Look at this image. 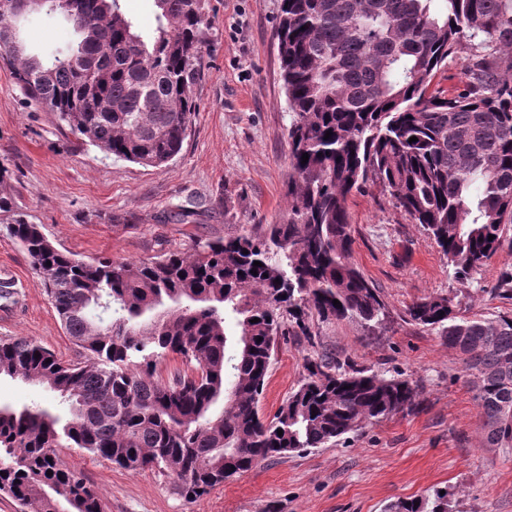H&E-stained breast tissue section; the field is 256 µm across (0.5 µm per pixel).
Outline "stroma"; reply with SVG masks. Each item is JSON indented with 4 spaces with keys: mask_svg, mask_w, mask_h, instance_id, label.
Masks as SVG:
<instances>
[{
    "mask_svg": "<svg viewBox=\"0 0 512 512\" xmlns=\"http://www.w3.org/2000/svg\"><path fill=\"white\" fill-rule=\"evenodd\" d=\"M281 0H206L209 26L203 72L194 86L197 112L178 157L145 167L79 140L54 113L32 104L10 70L0 67V196L11 197L60 249L85 257L145 260L195 242L272 224L285 210L290 114L275 31ZM30 46L46 55L72 35L59 17L31 14ZM197 210L183 224L181 208ZM352 261L379 288L393 317L383 336L353 321L336 322L318 351L350 358L378 374L419 386L418 413L367 426L348 443L259 463L187 500L157 471L132 472L77 448L60 459L83 472L104 512H384L399 499L445 487L450 512H512V452L481 447L482 417L460 356L423 327L403 321L413 301L455 282L437 244L378 187L348 201ZM506 243L478 272L474 313L512 316L495 289L512 272V224ZM14 293L0 297V338L25 337L65 362L78 349L61 327L31 260L0 231V271ZM300 336L281 338L260 414L272 418L297 388L311 350Z\"/></svg>",
    "mask_w": 512,
    "mask_h": 512,
    "instance_id": "obj_1",
    "label": "stroma"
}]
</instances>
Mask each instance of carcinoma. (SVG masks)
I'll return each instance as SVG.
<instances>
[{
	"label": "carcinoma",
	"mask_w": 512,
	"mask_h": 512,
	"mask_svg": "<svg viewBox=\"0 0 512 512\" xmlns=\"http://www.w3.org/2000/svg\"><path fill=\"white\" fill-rule=\"evenodd\" d=\"M69 2L68 14L56 0L40 6L72 26L66 52L31 53L20 22L0 17V60L78 138L168 166L197 111L204 0H154L149 37L119 0ZM276 37L291 115L279 221L148 260L87 259L55 248L0 196L8 235L82 355L64 363L27 338L0 340V377L46 388L63 409L0 406V492L21 512H103L85 476L58 460L64 445L128 471L157 468L197 500L262 460L415 412L409 379L308 355L299 387L272 419L260 416L279 337L313 346L338 320L374 330L387 319L380 290L351 262L347 201L370 186L452 269L460 287L412 302L405 318L462 356L482 446L512 449V317L460 314L465 284L512 223V0H281ZM461 46L463 85L431 88ZM171 359L181 367L163 382ZM385 512H448V495Z\"/></svg>",
	"instance_id": "cac0c4a2"
}]
</instances>
